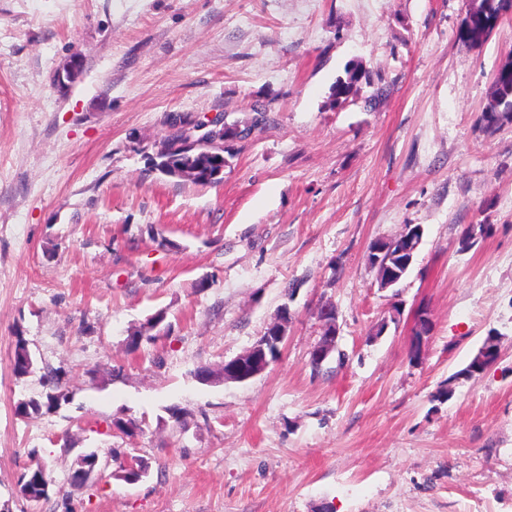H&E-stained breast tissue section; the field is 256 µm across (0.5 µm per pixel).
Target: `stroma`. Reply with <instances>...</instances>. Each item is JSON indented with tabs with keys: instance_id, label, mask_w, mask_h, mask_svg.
<instances>
[{
	"instance_id": "stroma-1",
	"label": "stroma",
	"mask_w": 512,
	"mask_h": 512,
	"mask_svg": "<svg viewBox=\"0 0 512 512\" xmlns=\"http://www.w3.org/2000/svg\"><path fill=\"white\" fill-rule=\"evenodd\" d=\"M468 8L0 0V512H512V118L483 119L512 15L471 48ZM354 69L357 93L332 101ZM256 103L267 121L225 141L220 183L152 170L169 114L230 125ZM407 224L413 263L380 289L369 246ZM326 304L345 360L315 372ZM284 306L264 372L195 378ZM160 311L169 331L129 351ZM19 333L70 404L16 415L43 390L11 370ZM491 334L498 361L459 377ZM83 449L99 463L74 485ZM130 457L149 466L136 484L117 477ZM37 460L55 486L34 503L18 481Z\"/></svg>"
}]
</instances>
